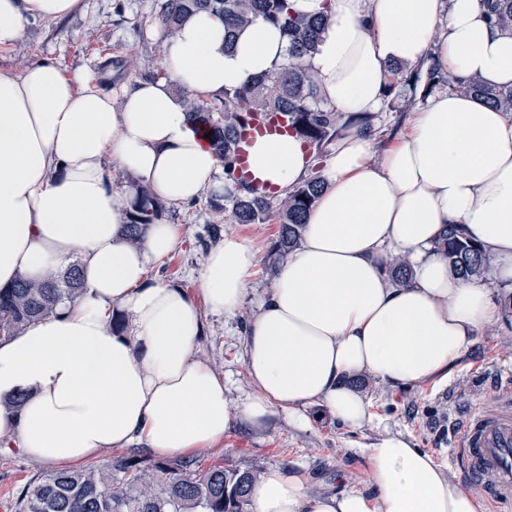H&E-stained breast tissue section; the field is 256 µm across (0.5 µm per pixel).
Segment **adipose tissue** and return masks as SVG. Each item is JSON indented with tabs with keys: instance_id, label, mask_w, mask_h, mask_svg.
Masks as SVG:
<instances>
[{
	"instance_id": "obj_1",
	"label": "adipose tissue",
	"mask_w": 512,
	"mask_h": 512,
	"mask_svg": "<svg viewBox=\"0 0 512 512\" xmlns=\"http://www.w3.org/2000/svg\"><path fill=\"white\" fill-rule=\"evenodd\" d=\"M327 26L309 60L319 94L347 115L382 108L387 66L426 59L460 81L512 86V32L491 28L483 0H288ZM80 0H0V50L32 20H61ZM164 75L119 96L51 59L0 69V286L78 263L81 299L0 340V440L32 460L73 469L144 444L190 458L245 420L274 411L307 425L317 405L359 424L370 376L394 387L447 376L479 343L500 307L486 281L462 279L435 244L461 225L512 283V116L459 90L429 98L379 162L350 129L330 150L325 187L299 247L281 265L245 341L254 391L232 412L224 381L196 356L203 316H235L258 264L253 241L225 232L195 274L196 288L151 279L174 254L179 225H150L139 244L123 231L135 189L172 205L223 194V166L189 119L184 92L223 95L273 74L287 43L256 20L232 50L224 22L196 13L163 38ZM309 148L296 135L257 138L251 169L285 195L307 178ZM122 172L129 181L116 185ZM411 278L394 284L391 258ZM25 393L19 406L9 399ZM365 490L312 495L304 474L275 469L251 491L252 512H486L433 457L403 435L365 451Z\"/></svg>"
}]
</instances>
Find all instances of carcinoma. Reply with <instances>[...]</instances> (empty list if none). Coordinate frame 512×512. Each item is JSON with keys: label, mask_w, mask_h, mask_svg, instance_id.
I'll use <instances>...</instances> for the list:
<instances>
[{"label": "carcinoma", "mask_w": 512, "mask_h": 512, "mask_svg": "<svg viewBox=\"0 0 512 512\" xmlns=\"http://www.w3.org/2000/svg\"><path fill=\"white\" fill-rule=\"evenodd\" d=\"M489 22L494 28L512 31V0H487ZM198 11L224 18V49L233 47L235 32L258 18L279 26L288 43L287 56L272 76L254 78L224 90V96L209 106L187 100L189 116L212 132L211 141L224 166V213L226 224H279L273 244V260H280L299 246L307 212L324 188L318 172L297 185L283 198L258 199L235 174V150L245 114L264 112L287 118L288 127L322 155L344 130L358 126L374 132L375 115L344 116L319 99L314 73L307 60L316 50L325 29L323 17L296 16L287 0H162L156 20L168 33ZM445 81L436 64L426 70L409 71L391 64L384 76L382 97L404 88L405 106L413 108ZM453 88L472 94L503 112H512V87H491L472 78ZM165 205L151 193L136 190L125 231L139 241L147 226L161 220ZM438 249L448 264L464 278H487L491 259L456 224L446 228ZM411 275L410 264L401 257L391 260L388 276L403 283ZM83 294L78 263L63 271H50L42 280L19 278L0 288V338L16 334L28 324L56 313L59 305ZM264 473L251 466L200 468L193 459H158L143 465L119 456L111 463L87 470L57 471L29 484L18 497L19 512H249L250 488Z\"/></svg>", "instance_id": "carcinoma-1"}]
</instances>
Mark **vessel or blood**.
I'll use <instances>...</instances> for the list:
<instances>
[{"mask_svg":"<svg viewBox=\"0 0 512 512\" xmlns=\"http://www.w3.org/2000/svg\"><path fill=\"white\" fill-rule=\"evenodd\" d=\"M283 120H269L265 114H248L246 128L239 141L238 175L260 196L270 195L264 180L249 168L248 149L259 136L285 129ZM502 399L493 413L470 412L463 422L453 458L461 475L477 491L498 505L512 504V376L501 377L497 384Z\"/></svg>","mask_w":512,"mask_h":512,"instance_id":"b4317fda","label":"vessel or blood"}]
</instances>
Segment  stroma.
I'll use <instances>...</instances> for the list:
<instances>
[{"instance_id": "35a3bbf8", "label": "stroma", "mask_w": 512, "mask_h": 512, "mask_svg": "<svg viewBox=\"0 0 512 512\" xmlns=\"http://www.w3.org/2000/svg\"><path fill=\"white\" fill-rule=\"evenodd\" d=\"M157 0H81L71 17L61 22L33 20L19 42L0 53V68L22 71L31 62L50 58L67 73H81L105 91L116 90L134 78H150L162 70L163 49L154 34ZM163 221L181 225L183 235L175 255L153 263L151 278L173 280L195 288L194 273L208 250L227 231L211 205L210 195L168 206ZM278 224H245L239 231L254 241L259 265L252 289L232 318L207 317L197 355L224 380V396L231 409L252 394L244 343L258 301L271 289L277 269L268 255ZM512 373V309L503 311L498 324L485 328L482 340L446 379L421 387H392L363 378L361 390L371 404L370 420L361 425L342 423L322 407L307 411L309 425H298L277 412L262 426L241 422L224 442L201 450L202 466L246 468L257 463L264 470L288 468L303 473L314 493L364 490L369 481L364 448L389 434H403L412 446L449 467L458 426L464 411L493 412L495 377ZM51 466L25 456L0 442V512H16L17 494L36 477L51 473Z\"/></svg>"}]
</instances>
